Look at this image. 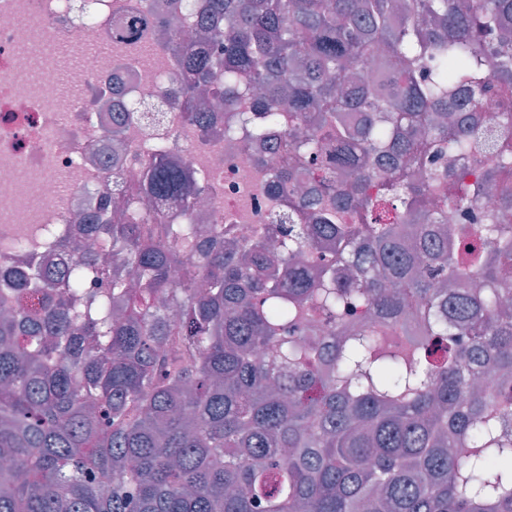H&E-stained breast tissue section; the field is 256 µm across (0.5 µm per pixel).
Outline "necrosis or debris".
Here are the masks:
<instances>
[{"label": "necrosis or debris", "instance_id": "4bbe7bcc", "mask_svg": "<svg viewBox=\"0 0 512 512\" xmlns=\"http://www.w3.org/2000/svg\"><path fill=\"white\" fill-rule=\"evenodd\" d=\"M199 0H0V240L42 224H64L81 236L80 219L95 214L101 197L125 212L127 195L112 182L150 160L149 147L185 150L205 177L190 216L176 204L154 202L150 216L165 224L223 225L225 233L270 242L272 225L287 209L285 193L273 185L282 154L271 130L257 148L239 137L227 140L231 112L189 115L176 89L180 70L157 39L155 23L188 18ZM133 16L144 24L137 37L120 38L115 23ZM105 49L91 67H64L63 52L82 53L86 38ZM121 126L125 152L112 158L107 132Z\"/></svg>", "mask_w": 512, "mask_h": 512}]
</instances>
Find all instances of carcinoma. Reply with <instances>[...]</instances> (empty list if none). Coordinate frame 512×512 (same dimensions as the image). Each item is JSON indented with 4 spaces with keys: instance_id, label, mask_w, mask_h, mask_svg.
<instances>
[{
    "instance_id": "1",
    "label": "carcinoma",
    "mask_w": 512,
    "mask_h": 512,
    "mask_svg": "<svg viewBox=\"0 0 512 512\" xmlns=\"http://www.w3.org/2000/svg\"><path fill=\"white\" fill-rule=\"evenodd\" d=\"M197 29L159 28L187 101L262 87L256 142L288 109L279 246L134 209L91 251L1 243L0 512H512V223L477 208L512 202V136L481 165L453 116L512 100V0H203ZM129 190L187 214L201 179L156 149Z\"/></svg>"
}]
</instances>
